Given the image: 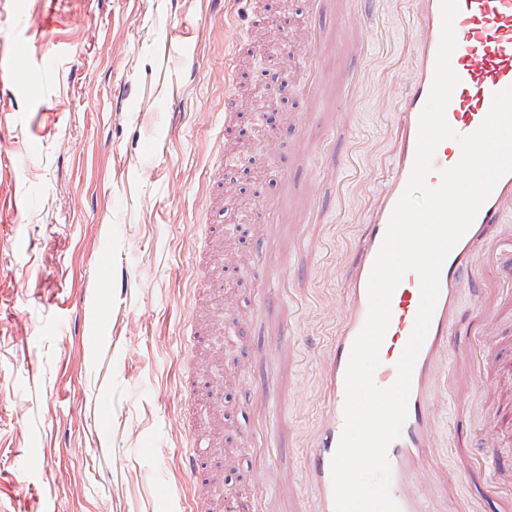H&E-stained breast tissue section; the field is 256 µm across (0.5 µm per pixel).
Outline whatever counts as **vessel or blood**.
Wrapping results in <instances>:
<instances>
[{
  "label": "vessel or blood",
  "mask_w": 512,
  "mask_h": 512,
  "mask_svg": "<svg viewBox=\"0 0 512 512\" xmlns=\"http://www.w3.org/2000/svg\"><path fill=\"white\" fill-rule=\"evenodd\" d=\"M357 19L372 30L377 42L390 38V30L380 21L383 13L397 18L412 15L416 36L415 62L405 76V90L392 99L398 129V145L391 159V171L374 198V205L364 230L355 243L346 304L336 317L332 332L309 333L305 354L316 362L319 382L327 405L309 437L302 461V480L293 474L278 473L272 465L252 467L248 487L236 503L238 512H280L283 497L308 498V512H335L331 476L332 459L344 427L345 376L353 344L363 329L368 311V282L374 260L385 237L391 213L403 195L413 167L419 115L427 101L433 78L441 35L440 0H353ZM459 13L454 28L457 46L451 65L460 78L446 110L449 124L459 134L476 131L488 115L496 92L512 86V0H458ZM246 29L269 26L282 29L285 17L273 10H261L257 0H237ZM333 0H312L310 15L315 21V53L328 47L326 20ZM336 77L315 70L303 83L300 92L316 99L324 84ZM461 158L456 141L438 146L427 178L429 186L441 183L443 170ZM512 215V173L502 176L478 211L468 230L446 256L439 273L440 293L425 342L419 352L411 378L407 400V419L401 435L388 447L391 468L390 494L400 512H437L433 506L434 490L430 472L423 461L435 447L436 427L448 410V400L455 394L457 376L472 383L481 381L483 350L477 343L463 349L458 367H450L448 354V320L457 296L463 289L478 287L484 271L478 261L477 248L491 241L499 224ZM302 265L290 263L274 270L264 260H257L254 279L258 293L286 298L285 285L301 275ZM420 285L412 274H405L394 290L391 318L380 346V365L374 374L377 386L392 385L398 375L397 364L413 330L420 305ZM281 403L278 383L261 391L247 410L265 418Z\"/></svg>",
  "instance_id": "1"
}]
</instances>
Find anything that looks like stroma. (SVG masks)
I'll use <instances>...</instances> for the list:
<instances>
[{
    "label": "stroma",
    "instance_id": "35a3bbf8",
    "mask_svg": "<svg viewBox=\"0 0 512 512\" xmlns=\"http://www.w3.org/2000/svg\"><path fill=\"white\" fill-rule=\"evenodd\" d=\"M336 4L323 67L344 76L350 42L371 40ZM288 43L242 57L243 85L287 70L263 164H251V115L224 139L226 55L233 4L211 0H0V66L19 59L18 83L0 89V512H197L245 483L242 465L271 454L300 472L303 451L289 426L324 406L310 367L275 357L258 303L248 239L276 244L279 267L293 252L302 190L325 206L335 196L320 167L343 159L356 136L395 137L389 105H347L328 91L327 110L348 112L326 129L297 97L298 59L311 51L307 0H290ZM181 110L173 123V110ZM244 223L224 259V237L197 248L208 220ZM130 277L128 293L116 288ZM86 300L87 312L76 308ZM196 321L202 341L182 330ZM491 356L481 388L449 407L456 444L429 466L447 512H499L512 496V297L486 325ZM235 365L222 388L209 369L223 347ZM279 378L298 411L275 410L271 451L254 447L241 411ZM212 465L208 484L186 478L183 450Z\"/></svg>",
    "mask_w": 512,
    "mask_h": 512
}]
</instances>
